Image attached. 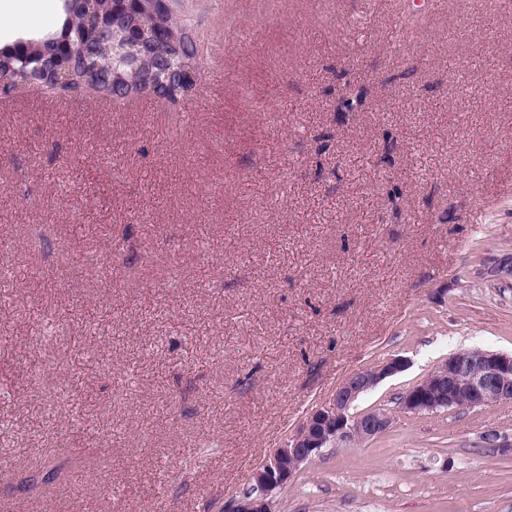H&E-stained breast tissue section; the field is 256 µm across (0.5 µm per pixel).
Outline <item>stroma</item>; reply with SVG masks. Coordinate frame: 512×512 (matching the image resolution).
Here are the masks:
<instances>
[{
	"label": "stroma",
	"instance_id": "1",
	"mask_svg": "<svg viewBox=\"0 0 512 512\" xmlns=\"http://www.w3.org/2000/svg\"><path fill=\"white\" fill-rule=\"evenodd\" d=\"M55 2L36 30L0 0V47L59 30ZM192 10L177 101L0 99V512H229L348 373L395 356L354 404L389 428L321 449L272 512H512V451L483 444L512 441V402L397 406L459 351L512 352V0Z\"/></svg>",
	"mask_w": 512,
	"mask_h": 512
}]
</instances>
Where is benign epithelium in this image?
I'll list each match as a JSON object with an SVG mask.
<instances>
[{"label":"benign epithelium","instance_id":"7a95c632","mask_svg":"<svg viewBox=\"0 0 512 512\" xmlns=\"http://www.w3.org/2000/svg\"><path fill=\"white\" fill-rule=\"evenodd\" d=\"M82 13L87 42L79 47L67 42L62 45V52L73 55L79 50L89 68L112 70V51L107 49L101 54L97 49L101 35L112 31V26L105 23L91 2ZM139 27V39L127 44L129 53L137 55L149 46L162 48L150 22L143 18ZM29 86L30 82L17 75L0 74L1 99ZM406 366V360L393 357L374 368L347 375L336 387L332 403L312 412L287 443L274 449L253 470L248 489L236 498L232 512H270L272 494L288 484L321 449L340 438L360 441L383 433L390 425L386 410L377 408L356 415L349 410L361 394L384 378L404 371ZM507 401L512 402V353L467 349L448 357L423 381L405 391L399 407L406 413L421 414L441 409H477Z\"/></svg>","mask_w":512,"mask_h":512}]
</instances>
